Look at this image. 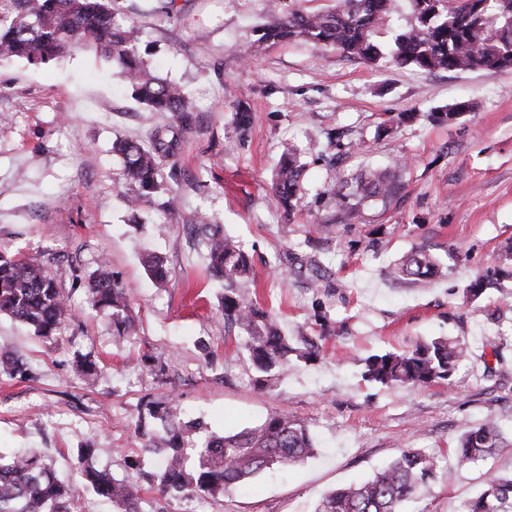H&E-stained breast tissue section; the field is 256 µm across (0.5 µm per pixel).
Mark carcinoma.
<instances>
[{
    "instance_id": "1",
    "label": "carcinoma",
    "mask_w": 512,
    "mask_h": 512,
    "mask_svg": "<svg viewBox=\"0 0 512 512\" xmlns=\"http://www.w3.org/2000/svg\"><path fill=\"white\" fill-rule=\"evenodd\" d=\"M13 17L0 22V59L20 58L32 65L59 62L72 50L93 46L117 62L139 101L155 112L168 113L172 132L189 129L193 104L185 90L156 76L137 48L132 27L116 23L112 0H7ZM413 20L399 30L391 57L399 64L423 71L460 72L483 68H512V0H409ZM398 0H339L336 8L310 12L295 10L258 29L256 43L276 45L305 39L332 46L345 56L375 63L385 56L374 35L397 12ZM252 125L247 106L240 104L236 126L246 136ZM175 143L155 140L145 147L133 140H117L113 152L122 159V177L132 191L133 209L158 187L159 169L174 151ZM303 169L291 152L275 182L278 204L292 209L299 200ZM341 187L362 199L387 190L385 175L371 173ZM206 242L207 269L224 288V318L235 324L244 339L248 360L259 374L257 383L272 388L279 370L293 355L316 360L318 343L299 330L285 334L273 318L258 307L241 282L249 278L248 257L217 224L200 225ZM144 267L158 283L168 271L162 257L149 254ZM442 272L436 256L422 247L405 253L389 272L397 281L417 283ZM512 279V242L499 249L463 288V297L477 302L504 279ZM85 288L91 305L112 316L117 336L137 335L129 314L125 286L106 263L89 278ZM7 315L32 329L34 336L52 341L71 310L67 298L43 265L0 250V315ZM470 358L467 348L446 336L416 343L402 351L373 354L363 359L361 377L385 386L428 385L451 381L456 369ZM0 367L14 376L26 369L12 355L0 357ZM74 377L90 384L99 375L97 362L78 354L71 366ZM157 427L137 425L142 450L163 458L165 465L150 476L158 489L185 497H222L265 471L278 470L314 455L309 428L283 409L261 424L232 434L199 436L202 423L181 417L174 400L148 405ZM503 440L502 426L490 418L465 430L453 448L455 465L469 468L492 458ZM94 449H77L83 485L112 502L117 512H140L142 485L116 479L105 470L88 465ZM434 455L417 449L401 452L387 467L359 484L343 485L325 494L314 512H401V505L438 480L451 479ZM77 489L58 479L36 448L10 457L0 454V512H77ZM462 512H512V475L491 474L482 491L462 506Z\"/></svg>"
}]
</instances>
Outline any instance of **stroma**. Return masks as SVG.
Here are the masks:
<instances>
[{"label": "stroma", "instance_id": "obj_1", "mask_svg": "<svg viewBox=\"0 0 512 512\" xmlns=\"http://www.w3.org/2000/svg\"><path fill=\"white\" fill-rule=\"evenodd\" d=\"M336 0H176L152 13L150 0H116L115 18L135 27L147 65L196 102L190 129L165 160L160 188L140 209L126 202L116 139L150 145L164 113L133 94L119 66L92 48L36 67L0 60V249L44 264L69 297L72 316L57 341L0 317V354L30 376L0 373V453L40 449L56 476L81 482L77 450L115 478L129 459L157 469L134 434L146 402L177 397L209 431L233 433L287 408L306 423L317 452L205 501L145 487L143 512H313L330 490L365 480L407 449L447 460L467 427L499 418L512 436V376L484 370L499 348L512 369V282L478 303L462 290L512 241V69L423 72L386 58L367 63L306 41L254 49L255 28L294 9L330 10ZM470 111L446 119V106ZM249 107L247 137L235 125ZM296 148L304 166L300 201L273 198L278 164ZM387 171L388 192L337 202L340 180ZM221 225L248 255L245 286L285 332L307 326L320 358H289L278 390L256 383L237 329L220 310L222 290L207 269L194 228ZM334 224L335 240L316 227ZM428 247L446 277L391 285L387 268ZM162 255L164 283L142 255ZM318 255L327 275L310 288L286 253ZM108 260L127 285L135 339L119 338L93 309L85 282ZM433 336L467 344L472 359L451 383L392 388L361 377V358ZM151 352L160 371L142 369ZM100 367L93 385L73 377L75 355ZM490 471H512V445L461 471L452 483L407 504V512H461Z\"/></svg>", "mask_w": 512, "mask_h": 512}]
</instances>
